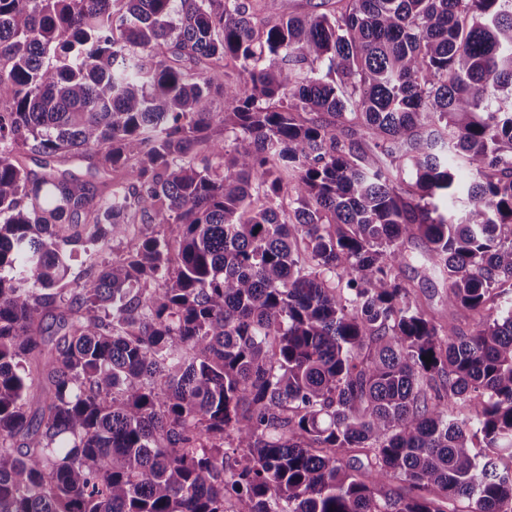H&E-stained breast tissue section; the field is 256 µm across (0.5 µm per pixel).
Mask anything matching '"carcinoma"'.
<instances>
[{
  "instance_id": "1",
  "label": "carcinoma",
  "mask_w": 512,
  "mask_h": 512,
  "mask_svg": "<svg viewBox=\"0 0 512 512\" xmlns=\"http://www.w3.org/2000/svg\"><path fill=\"white\" fill-rule=\"evenodd\" d=\"M506 456L512 0H0V512H512ZM406 276L413 280L416 285L418 294L433 307L439 314L448 318L450 310L446 302V288L442 281L432 277L419 264L412 263L406 269Z\"/></svg>"
}]
</instances>
